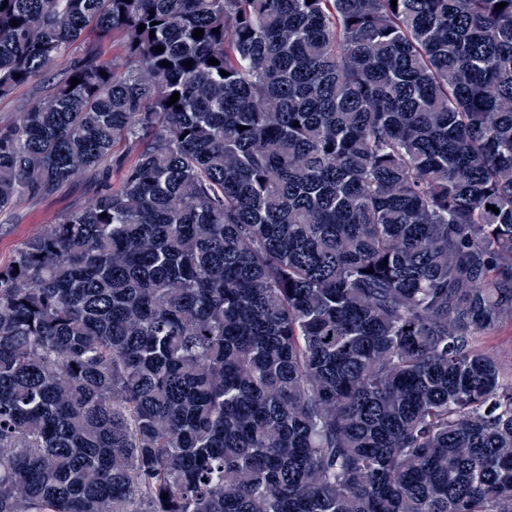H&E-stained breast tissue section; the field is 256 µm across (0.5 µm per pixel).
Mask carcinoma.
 <instances>
[{
	"label": "carcinoma",
	"instance_id": "obj_1",
	"mask_svg": "<svg viewBox=\"0 0 512 512\" xmlns=\"http://www.w3.org/2000/svg\"><path fill=\"white\" fill-rule=\"evenodd\" d=\"M35 80L0 512H512V0H8ZM95 187V179L84 176L61 197L20 205L9 224L0 223V261H7L20 242L52 224L61 210L86 203ZM483 345L498 358L504 372L512 369V322H504L490 336L482 337Z\"/></svg>",
	"mask_w": 512,
	"mask_h": 512
}]
</instances>
